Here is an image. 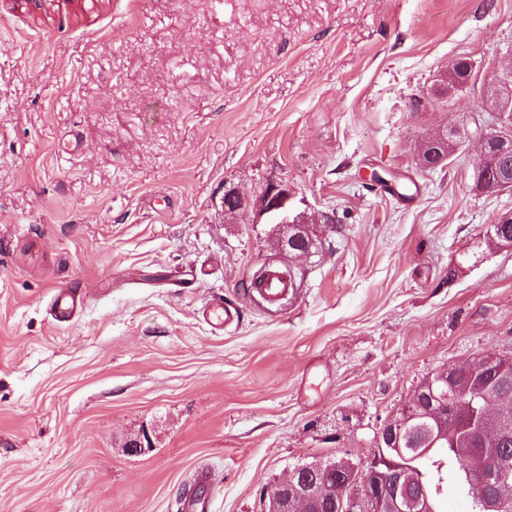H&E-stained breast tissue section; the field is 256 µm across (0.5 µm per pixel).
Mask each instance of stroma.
<instances>
[{
  "label": "stroma",
  "instance_id": "stroma-1",
  "mask_svg": "<svg viewBox=\"0 0 512 512\" xmlns=\"http://www.w3.org/2000/svg\"><path fill=\"white\" fill-rule=\"evenodd\" d=\"M461 58L512 60V0H0V512H262L295 465L369 463L432 373L512 356V189L476 190L473 138L417 160L492 120L436 96ZM272 181L307 254L224 219ZM295 291L293 281L277 273H269L262 288L258 289L260 296L269 304H278L291 296ZM81 295L71 288H57L51 301V314L58 321H69L81 306Z\"/></svg>",
  "mask_w": 512,
  "mask_h": 512
}]
</instances>
